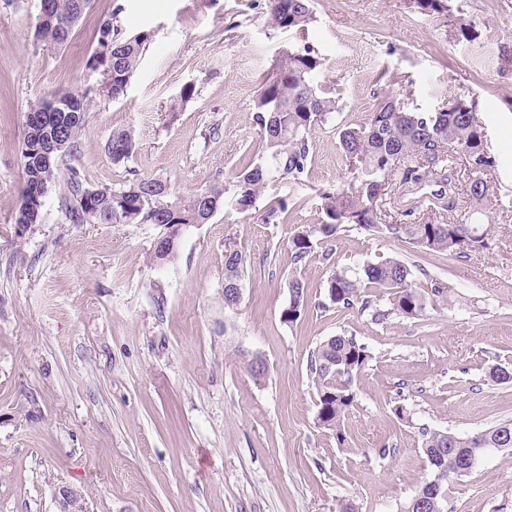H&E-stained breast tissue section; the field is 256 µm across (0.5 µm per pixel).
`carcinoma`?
<instances>
[{"instance_id":"cac0c4a2","label":"carcinoma","mask_w":512,"mask_h":512,"mask_svg":"<svg viewBox=\"0 0 512 512\" xmlns=\"http://www.w3.org/2000/svg\"><path fill=\"white\" fill-rule=\"evenodd\" d=\"M48 19L39 22L36 39L46 46L62 47L89 5V0H52ZM269 18L281 29L303 31L313 20L310 0H268ZM422 13H445L447 0H413ZM151 33L122 35L108 19L98 27L97 45L106 78L96 90L62 92L30 108L43 114V124L24 128L21 159L24 187L14 223L36 224L43 199L54 179L45 171L42 150L48 131H57L61 147L51 153L59 160L77 147L84 118L95 97L118 99L124 95L136 71ZM323 62L315 50L285 49L274 60L272 73L261 84L254 100V122L259 130L260 161L242 167L231 181L215 183L188 199L172 196L167 185L138 178L119 190L94 187L70 169L65 207L74 224H206L229 205L239 213L255 206L277 173L297 181L304 174L312 150L311 136L317 127L341 115L336 88L321 79ZM136 150L129 130L113 133L108 152L112 162L128 161ZM339 150L348 163V180L338 189L319 194L324 219L319 224L297 228L289 239L294 262L305 261L315 246L334 241L343 231L360 230L373 236L403 239L415 249L448 252L466 259L470 253L488 248L491 226L476 224L473 217L487 215L489 188L483 175L495 165L487 147L486 131L473 101L463 95L445 97L437 109L422 112L409 107L392 93L382 96L367 121L345 125L339 132ZM464 163L472 178L459 188L457 165ZM425 181H439L446 192L430 201L440 217L419 224L394 220L386 208L393 186L400 190L396 201L402 216L416 207L406 196ZM467 196V211L449 221L446 212L457 210L459 195ZM288 211L285 199L267 204L264 219L281 224ZM248 257L235 241L224 245V288H240ZM290 302L282 320L294 323L308 310V294L301 279H288ZM327 296L340 308L367 310L371 290L386 298L390 309L376 310L380 321L395 313L414 319L423 315L428 302L444 300L448 288L440 282L416 283L411 266L386 257L368 261L358 269L335 270L327 280ZM371 359L367 347L351 336L336 335L321 342L313 352L309 371L316 390V424L331 433L338 447H346L345 421L355 406L356 393L346 386ZM488 380L512 383V366L494 365ZM421 450L432 472L448 468L452 473L472 467L484 448H499L512 456V420L459 435L450 430L422 429ZM448 481L436 485L425 481L408 502L405 512H441L448 498Z\"/></svg>"}]
</instances>
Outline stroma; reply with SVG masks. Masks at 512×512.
I'll return each mask as SVG.
<instances>
[{
    "label": "stroma",
    "instance_id": "1",
    "mask_svg": "<svg viewBox=\"0 0 512 512\" xmlns=\"http://www.w3.org/2000/svg\"><path fill=\"white\" fill-rule=\"evenodd\" d=\"M122 12H115V5ZM307 31L273 27L265 0H90L69 42L34 39L40 0H0V512H60V487L86 512H400L429 475L422 428L467 434L512 420V384L487 374L512 365V0H448L444 16L408 0H311ZM151 32L119 99L95 101L69 166L88 183L120 189L136 177L191 196L252 157L253 99L278 53L308 45L341 96V117L362 123L393 89L423 111L441 96L473 100L495 165L488 249L460 259L359 230L331 259L295 265L289 238L320 223L319 195L348 172L335 124L317 128L299 183L272 178L247 213L224 208L181 236L174 262L151 252L155 224H73L64 182L45 196L38 223L13 222L24 186L25 114L62 91L101 83L93 59L100 23ZM471 22L474 42L453 30ZM190 97H182L185 86ZM136 151L116 165L113 132ZM288 219L264 223L266 203ZM250 262L238 309L224 307V242ZM384 256L434 278L447 301L423 316L326 306L333 267ZM309 309L282 321L292 270ZM365 344L345 428L348 450L317 427L308 362L330 336ZM267 362L250 375L248 354ZM404 399L410 412L396 420ZM444 512H512V457L493 454L452 480Z\"/></svg>",
    "mask_w": 512,
    "mask_h": 512
}]
</instances>
